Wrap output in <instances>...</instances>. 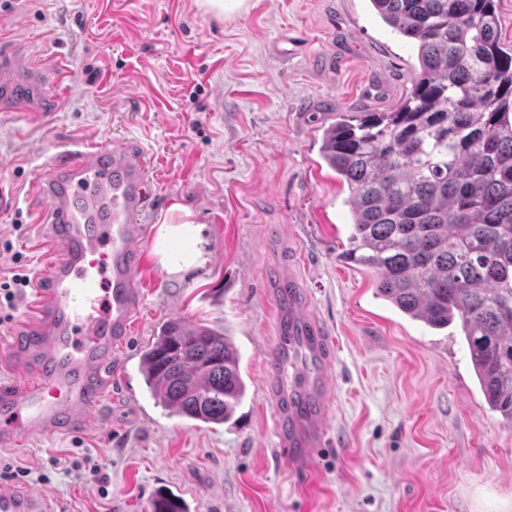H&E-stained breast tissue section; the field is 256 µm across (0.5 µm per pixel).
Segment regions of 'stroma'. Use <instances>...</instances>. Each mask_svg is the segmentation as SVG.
I'll return each instance as SVG.
<instances>
[{"label":"stroma","mask_w":512,"mask_h":512,"mask_svg":"<svg viewBox=\"0 0 512 512\" xmlns=\"http://www.w3.org/2000/svg\"><path fill=\"white\" fill-rule=\"evenodd\" d=\"M12 48L78 72L49 124L0 112V277L15 253L40 273L29 181L62 145L134 142L153 162L142 299L115 351L112 387L77 434L0 446V464L59 512H150L161 490L189 512H512V429L488 409L459 336L410 321L346 262L348 192L320 156L340 112L406 97L417 51L369 0H249L218 20L199 0H0ZM198 229L196 260L172 270L166 224ZM333 338L326 448L296 477L277 452L266 353L281 270ZM228 328L246 395L237 422L157 406L140 352L166 321ZM92 455L98 474L77 466Z\"/></svg>","instance_id":"obj_1"}]
</instances>
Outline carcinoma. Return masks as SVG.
<instances>
[{
	"instance_id": "cac0c4a2",
	"label": "carcinoma",
	"mask_w": 512,
	"mask_h": 512,
	"mask_svg": "<svg viewBox=\"0 0 512 512\" xmlns=\"http://www.w3.org/2000/svg\"><path fill=\"white\" fill-rule=\"evenodd\" d=\"M417 48L411 90L388 112H342L321 155L349 193L342 257L376 296L433 330L453 327L487 407L512 428V46L497 0H370ZM229 330L165 322L141 353L155 403L222 425L246 384ZM151 512H187L162 495Z\"/></svg>"
}]
</instances>
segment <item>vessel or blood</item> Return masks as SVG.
I'll list each match as a JSON object with an SVG mask.
<instances>
[{
    "instance_id": "b4317fda",
    "label": "vessel or blood",
    "mask_w": 512,
    "mask_h": 512,
    "mask_svg": "<svg viewBox=\"0 0 512 512\" xmlns=\"http://www.w3.org/2000/svg\"><path fill=\"white\" fill-rule=\"evenodd\" d=\"M143 153L127 146L62 147L34 189L48 203L30 214L48 245L44 274L33 286L25 319L5 346L24 363L17 378L0 377V445L21 447L37 435L74 434L91 422L112 384V351L133 326L142 295V225L152 198ZM323 338L299 294L288 298L267 354L275 434L292 471L305 475L325 445L327 396L317 384ZM312 368L296 381L287 365ZM0 512H55L23 485L0 488Z\"/></svg>"
}]
</instances>
